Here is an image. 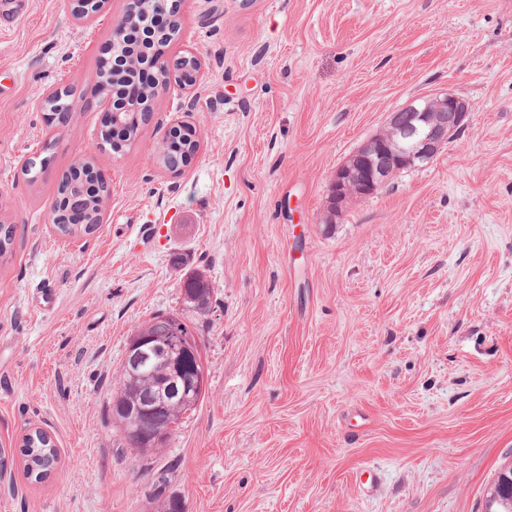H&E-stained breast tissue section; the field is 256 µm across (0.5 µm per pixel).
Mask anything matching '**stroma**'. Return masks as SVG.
I'll return each mask as SVG.
<instances>
[{
	"label": "stroma",
	"instance_id": "1",
	"mask_svg": "<svg viewBox=\"0 0 512 512\" xmlns=\"http://www.w3.org/2000/svg\"><path fill=\"white\" fill-rule=\"evenodd\" d=\"M71 9L28 0L0 32V512H154L159 493L182 512H483L512 461V0H182L167 55L199 54L197 84L170 83L119 154L101 111L45 122L49 91L95 96L124 0ZM443 89L472 104L465 131L326 223L336 167ZM184 124L199 149L173 176L156 148ZM79 157L111 194L67 238L50 217ZM192 268L209 312L183 301ZM160 312L190 325L208 388L141 463L109 399ZM35 428L60 456L41 483L20 452Z\"/></svg>",
	"mask_w": 512,
	"mask_h": 512
}]
</instances>
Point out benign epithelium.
<instances>
[{"mask_svg":"<svg viewBox=\"0 0 512 512\" xmlns=\"http://www.w3.org/2000/svg\"><path fill=\"white\" fill-rule=\"evenodd\" d=\"M121 62L123 68L138 73L147 70L166 71L172 77H180L188 87L196 83L203 66L202 60L196 55L183 56L172 62L161 52L145 56L124 55ZM93 108H101L105 112L107 130L104 139L112 146L113 152H121L124 143L111 137V133L116 131L112 127V113L117 111L114 100L108 96H99L85 99L79 105H70L72 112ZM402 111L411 114L408 123L398 125L394 123V118H389L385 129L368 139L336 168L332 175L331 202L326 223H336L337 207L342 199L370 196L383 188L394 174L428 166L442 147L454 141L468 125L472 106L455 94L441 90L413 99ZM173 349L195 353L197 342L178 325L172 329L166 346L154 343L152 337L142 329L135 331L127 342L124 358L126 374L141 375L149 363L168 356ZM206 386L205 368L199 364L167 391L150 400L141 399L121 408L123 425L132 432H138L144 429L147 419L163 405L174 400L192 398L205 391Z\"/></svg>","mask_w":512,"mask_h":512,"instance_id":"obj_1","label":"benign epithelium"}]
</instances>
